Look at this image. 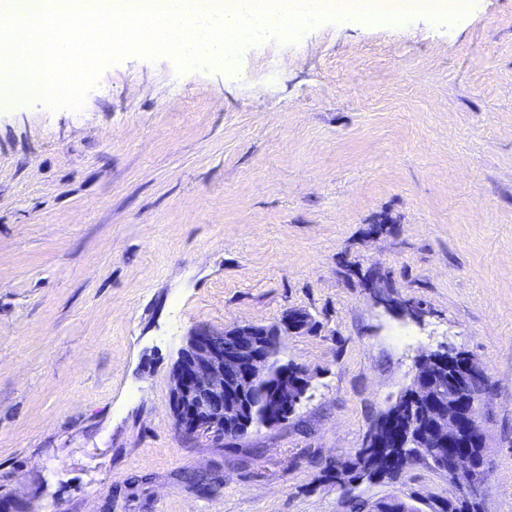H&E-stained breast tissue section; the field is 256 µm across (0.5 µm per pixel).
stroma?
Instances as JSON below:
<instances>
[{
  "instance_id": "1",
  "label": "stroma",
  "mask_w": 512,
  "mask_h": 512,
  "mask_svg": "<svg viewBox=\"0 0 512 512\" xmlns=\"http://www.w3.org/2000/svg\"><path fill=\"white\" fill-rule=\"evenodd\" d=\"M10 83L0 502L431 512L457 490L429 461L377 482L336 470L445 345L487 374L478 512H512V0L329 17L210 68L128 57L79 110L12 100ZM293 309L315 322L282 344L310 380L296 411L238 439L183 435L170 370L189 332Z\"/></svg>"
}]
</instances>
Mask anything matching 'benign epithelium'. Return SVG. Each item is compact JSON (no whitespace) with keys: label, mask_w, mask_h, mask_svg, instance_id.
<instances>
[{"label":"benign epithelium","mask_w":512,"mask_h":512,"mask_svg":"<svg viewBox=\"0 0 512 512\" xmlns=\"http://www.w3.org/2000/svg\"><path fill=\"white\" fill-rule=\"evenodd\" d=\"M312 316L290 310L267 324H238L223 330L194 329L178 351L171 368L170 408L178 429L188 435H224V427H272L290 415L305 397L309 380L304 371L283 369L280 385L267 397L263 418L251 417L255 388L280 360L283 337L313 329ZM485 369L468 354L440 347L419 355L412 387L403 394L419 407L422 432L409 429L393 413L383 414L367 437L370 449L391 440L411 448L448 476L465 496L475 498L488 474L486 459L471 445L484 443L477 415Z\"/></svg>","instance_id":"obj_1"}]
</instances>
